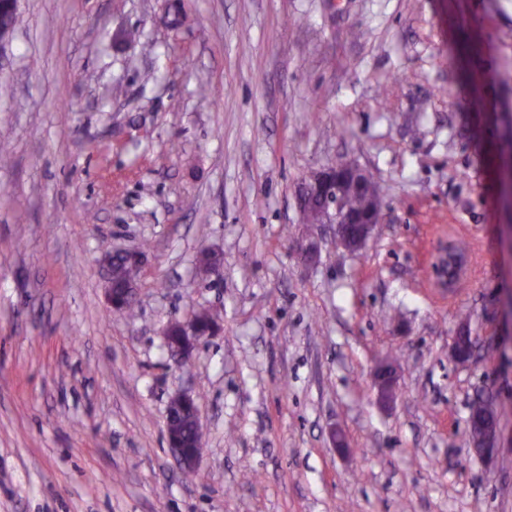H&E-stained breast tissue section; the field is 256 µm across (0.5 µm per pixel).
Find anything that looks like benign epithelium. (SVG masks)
<instances>
[{
	"label": "benign epithelium",
	"instance_id": "benign-epithelium-1",
	"mask_svg": "<svg viewBox=\"0 0 512 512\" xmlns=\"http://www.w3.org/2000/svg\"><path fill=\"white\" fill-rule=\"evenodd\" d=\"M351 181L367 194L374 192V180L370 173L351 161H336L327 166L308 172L301 181L299 202L317 197L322 202L320 223L352 224L357 233L349 238L341 234L336 237V244L349 252H357L365 247L375 226L381 223V210L372 207L360 213H351L341 204L336 188ZM293 249L308 263H315L319 258L317 242L307 238H298L293 242ZM146 255L140 248H116L104 257L107 272H112V262L122 260L127 265L128 277L122 288H107V301L112 307H120L127 301L136 299L135 277L143 266ZM465 259L453 249V245L444 242L438 249V256L432 266V272L438 286L449 289L454 285L453 275L462 273ZM219 329L215 320H210L207 328H202L198 318L191 317L186 321L170 322L163 333L165 345L173 347V360L177 367L188 365L199 342L214 335ZM398 369L392 361L380 363L375 372L377 386V402L382 406L390 405L396 396V380ZM191 411L194 416L195 429L201 431L198 408L193 397L186 392H179L171 398L166 411V433L169 448L178 457L186 475H192L199 463L200 453L195 448L185 447L182 435L173 427L176 416L184 411ZM501 445L500 426L486 434L483 442L473 443L475 453L483 460H490L497 455Z\"/></svg>",
	"mask_w": 512,
	"mask_h": 512
}]
</instances>
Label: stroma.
Here are the masks:
<instances>
[{"label":"stroma","instance_id":"1","mask_svg":"<svg viewBox=\"0 0 512 512\" xmlns=\"http://www.w3.org/2000/svg\"><path fill=\"white\" fill-rule=\"evenodd\" d=\"M510 128L512 0H19L0 52V512H512V412L494 460L467 431L477 393L512 409ZM338 160L387 191L355 253L298 222L303 176ZM308 233L313 265L290 248ZM442 238L468 246L450 296ZM133 246L124 317L101 264ZM205 248L222 279L198 274ZM201 309L219 330L176 370L163 330ZM179 391L203 431L189 476L165 433ZM398 369L392 361L380 363L375 372L374 380L377 386V402L382 406H389L396 396V380Z\"/></svg>","mask_w":512,"mask_h":512}]
</instances>
